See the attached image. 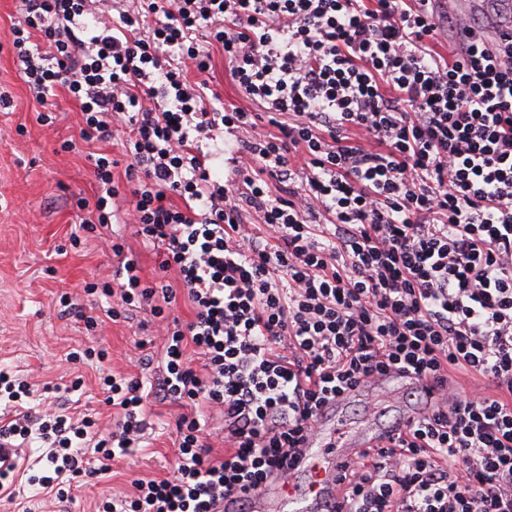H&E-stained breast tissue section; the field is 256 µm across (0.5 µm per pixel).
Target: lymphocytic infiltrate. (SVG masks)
<instances>
[{
    "label": "lymphocytic infiltrate",
    "mask_w": 512,
    "mask_h": 512,
    "mask_svg": "<svg viewBox=\"0 0 512 512\" xmlns=\"http://www.w3.org/2000/svg\"><path fill=\"white\" fill-rule=\"evenodd\" d=\"M108 2L19 0L8 38L39 102L79 107L97 185L83 228L130 219L178 283L143 285L113 242L112 316L161 323L162 373L101 377L117 416L102 439L60 409L1 423L0 440L47 447L32 483L107 473L148 429L146 401H174L173 475L103 512H224L231 493L250 512L328 401L403 371L439 404L345 464L346 512H512V37L476 17L445 50L454 20L431 0ZM216 49L250 108L210 93ZM119 126L121 181L98 149Z\"/></svg>",
    "instance_id": "1"
}]
</instances>
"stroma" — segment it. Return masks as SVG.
<instances>
[{"label":"stroma","mask_w":512,"mask_h":512,"mask_svg":"<svg viewBox=\"0 0 512 512\" xmlns=\"http://www.w3.org/2000/svg\"><path fill=\"white\" fill-rule=\"evenodd\" d=\"M17 18V0H0V88L11 97L9 107H0V370L32 384L31 411L43 410L47 397L64 396L70 407L97 418L106 435L112 431V409L100 375L133 371L143 356L159 362L163 339L140 330L138 320L112 321V301L105 297L95 308L97 329L87 330L77 316L88 303L84 284L109 281L117 260L110 242L79 227L77 201L92 197L96 185L77 108L58 92L49 104L56 123H38L44 106L30 95L7 45ZM66 140L74 150H61ZM88 346L106 349L107 359L85 365L69 360L70 352ZM77 379L82 386L71 391ZM181 412L174 402L150 403L151 427L142 447L111 473L71 484L63 501L54 491L29 484V476L45 465L47 451L34 441L22 445L15 490L0 491V512H99L112 495L130 492L134 480L172 475Z\"/></svg>","instance_id":"35a3bbf8"}]
</instances>
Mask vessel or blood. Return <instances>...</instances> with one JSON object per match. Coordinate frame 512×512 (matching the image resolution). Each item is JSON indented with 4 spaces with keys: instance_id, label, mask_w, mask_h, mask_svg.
Instances as JSON below:
<instances>
[{
    "instance_id": "1",
    "label": "vessel or blood",
    "mask_w": 512,
    "mask_h": 512,
    "mask_svg": "<svg viewBox=\"0 0 512 512\" xmlns=\"http://www.w3.org/2000/svg\"><path fill=\"white\" fill-rule=\"evenodd\" d=\"M443 8L455 20V27L448 39L454 47H462L468 41L467 28L477 12L486 15V29L496 33L512 20V0H440ZM424 380L394 376L382 388L358 384L355 394H366L385 402H396L409 389L425 388ZM341 406L326 410L320 418V429L313 441L307 442L301 464L290 472L284 485L266 490L255 498L257 512H268L278 507L280 512H320L326 499L336 495V475L340 467L353 459L357 449L374 444L387 434L388 429L379 425L347 432L342 427Z\"/></svg>"
}]
</instances>
